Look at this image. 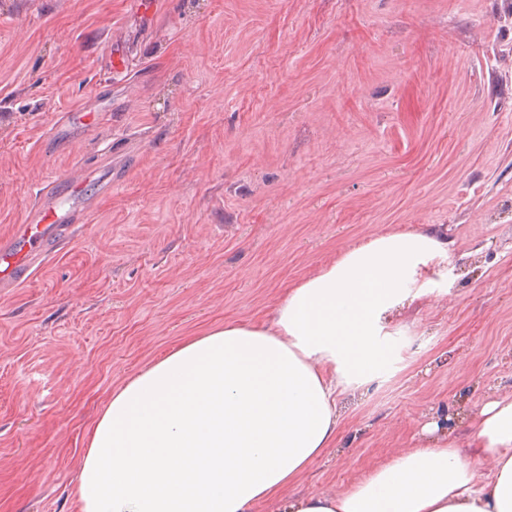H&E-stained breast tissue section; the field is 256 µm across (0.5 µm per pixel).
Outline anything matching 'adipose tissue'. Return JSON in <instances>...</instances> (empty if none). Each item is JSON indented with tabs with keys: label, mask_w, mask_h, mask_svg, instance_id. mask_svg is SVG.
Returning a JSON list of instances; mask_svg holds the SVG:
<instances>
[{
	"label": "adipose tissue",
	"mask_w": 512,
	"mask_h": 512,
	"mask_svg": "<svg viewBox=\"0 0 512 512\" xmlns=\"http://www.w3.org/2000/svg\"><path fill=\"white\" fill-rule=\"evenodd\" d=\"M447 257L431 229L364 239L291 286L269 324L212 327L113 389L81 458L80 512H512V395L481 409L468 447L437 436L345 491L292 492Z\"/></svg>",
	"instance_id": "1"
}]
</instances>
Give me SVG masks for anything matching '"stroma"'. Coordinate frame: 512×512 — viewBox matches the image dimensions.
Wrapping results in <instances>:
<instances>
[{"label":"stroma","instance_id":"1","mask_svg":"<svg viewBox=\"0 0 512 512\" xmlns=\"http://www.w3.org/2000/svg\"><path fill=\"white\" fill-rule=\"evenodd\" d=\"M92 99L95 124L51 138ZM84 161L121 186L0 288V512H80L113 388L395 230L436 225L447 272L296 492L344 491L435 423L467 447L512 395V0H159L148 24L130 0H0V237Z\"/></svg>","mask_w":512,"mask_h":512}]
</instances>
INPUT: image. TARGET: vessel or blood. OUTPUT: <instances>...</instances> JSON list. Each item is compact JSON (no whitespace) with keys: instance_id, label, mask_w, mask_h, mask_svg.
<instances>
[{"instance_id":"obj_1","label":"vessel or blood","mask_w":512,"mask_h":512,"mask_svg":"<svg viewBox=\"0 0 512 512\" xmlns=\"http://www.w3.org/2000/svg\"><path fill=\"white\" fill-rule=\"evenodd\" d=\"M97 112V105H76L62 114L54 131L59 135L67 134L71 129L86 125ZM93 180L99 181L101 188L108 192L121 183L116 176L99 179L97 169L90 166L83 168L78 176L53 177L45 182L40 203L22 216L9 237L0 240V288L19 287L29 282L61 234L88 221L93 200L84 188Z\"/></svg>"}]
</instances>
